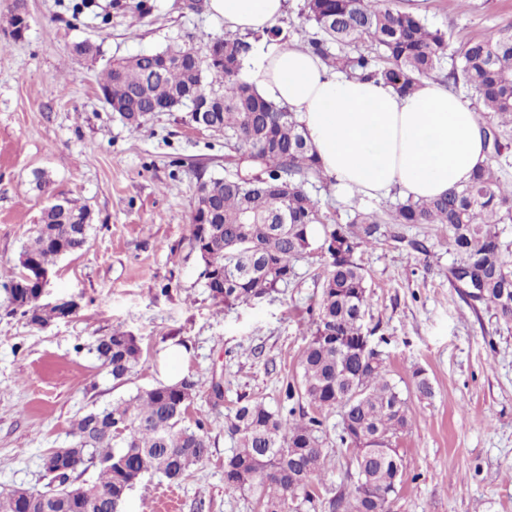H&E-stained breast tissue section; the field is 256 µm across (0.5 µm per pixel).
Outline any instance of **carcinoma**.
I'll return each instance as SVG.
<instances>
[{
	"label": "carcinoma",
	"instance_id": "obj_1",
	"mask_svg": "<svg viewBox=\"0 0 512 512\" xmlns=\"http://www.w3.org/2000/svg\"><path fill=\"white\" fill-rule=\"evenodd\" d=\"M305 20L317 29L309 49L326 65L360 78L375 79L399 94L413 92L431 78L447 49V36L428 28L390 0H305ZM26 27L13 8L5 29L12 39ZM368 39L371 51L332 52ZM251 49L236 35L194 46H168L110 63L98 83L112 101V112L126 126L139 128L157 107L186 106L212 119L234 157L222 177L200 181L190 215L188 247L207 262L206 287L226 305L260 298L288 283L293 262L314 248H326L329 262L311 339L300 356V379L287 383L285 399L306 400L313 413L275 412L258 400H243L224 417L234 442L224 460V487L257 495L261 512H303L329 471L326 418L340 417V444L350 454L346 477L354 492L328 500L329 512H390L391 496L403 479L402 457L392 442L409 426L407 399L388 378L378 351L363 352L358 342L368 306V283L355 250L385 236L383 220L358 212L353 220L324 229L315 202L304 189L325 172L306 140L303 125L288 107L265 99L255 82L241 76ZM454 80L473 90L481 104L480 131L497 157L506 145L502 127L512 125V34L497 33L465 43ZM89 209L70 201L50 202L34 235L23 247L20 269L8 288L9 300L30 322L43 324L64 316L58 305L39 303L40 273L56 260L83 251L91 225ZM512 220V184L491 164L475 170L459 189L430 200L407 198L395 207L394 224H446L449 245L459 259L451 274L476 281L472 299L512 320V253L502 248L496 226ZM339 331L342 340L324 337ZM97 358L112 378H124L138 362L140 347L123 331L101 337ZM417 395L428 399L433 387L424 371L413 372ZM196 384L183 379L160 384L102 409H91L73 423V444L64 449L56 476L63 488L52 512H121L128 492L147 473L179 479L209 455L205 424L187 423ZM92 467L96 478L80 489L65 485L75 468ZM43 492L0 491V512H44Z\"/></svg>",
	"mask_w": 512,
	"mask_h": 512
}]
</instances>
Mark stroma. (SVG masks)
Listing matches in <instances>:
<instances>
[{
    "mask_svg": "<svg viewBox=\"0 0 512 512\" xmlns=\"http://www.w3.org/2000/svg\"><path fill=\"white\" fill-rule=\"evenodd\" d=\"M29 29L0 34V489H43L41 458L73 442L84 412L162 383V355L197 384L190 420L212 447L179 480L146 474L123 512H259L254 495L224 487L232 442L224 417L241 398L284 404L310 339L307 322L322 292L327 258L312 251L288 283L224 305L213 299L187 246L199 177L226 167L223 135L191 124L186 110L156 112L136 131L115 117L98 80L108 62L225 34L208 0H23ZM419 17L446 32L443 69L468 41L512 29V0H422ZM99 52L79 57L74 44ZM45 171L57 199L88 206L86 249L57 260L43 303L73 300L71 317L30 324L10 313L5 286L46 205L32 173ZM326 225L355 212L386 219L397 196H341L330 180L307 187ZM379 243L356 250L365 271L363 325L407 397L408 429L395 441L403 481L390 512H512V321L466 299L452 278L457 262L441 224H391ZM135 336L134 371L113 380L98 360V338ZM423 370L433 395L418 399ZM224 397L214 400L212 383Z\"/></svg>",
    "mask_w": 512,
    "mask_h": 512,
    "instance_id": "1",
    "label": "stroma"
}]
</instances>
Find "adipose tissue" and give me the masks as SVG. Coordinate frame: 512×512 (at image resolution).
<instances>
[{"label": "adipose tissue", "mask_w": 512, "mask_h": 512, "mask_svg": "<svg viewBox=\"0 0 512 512\" xmlns=\"http://www.w3.org/2000/svg\"><path fill=\"white\" fill-rule=\"evenodd\" d=\"M209 7L227 30L243 34L272 25L286 0H209ZM256 67L258 92L297 114L326 174L345 193L436 198L466 184L487 161L475 111L437 81L422 79L401 95L337 72L295 45L262 56Z\"/></svg>", "instance_id": "adipose-tissue-1"}]
</instances>
